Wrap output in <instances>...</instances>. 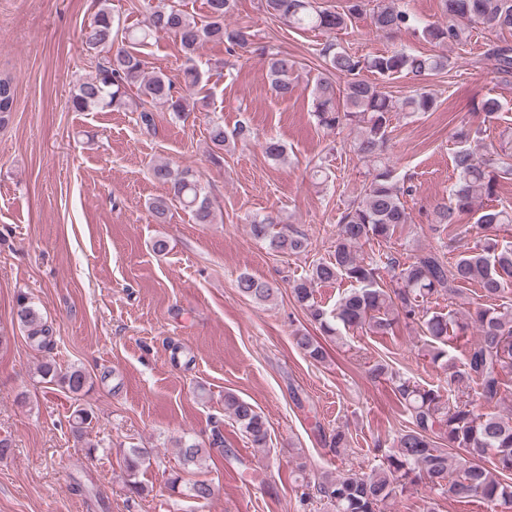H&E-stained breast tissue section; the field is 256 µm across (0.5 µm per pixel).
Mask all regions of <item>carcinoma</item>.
<instances>
[{"mask_svg": "<svg viewBox=\"0 0 512 512\" xmlns=\"http://www.w3.org/2000/svg\"><path fill=\"white\" fill-rule=\"evenodd\" d=\"M264 2L268 13L290 26L323 31L346 29L365 10V0H345L340 11L321 8L316 0ZM207 8L209 21L202 24L177 6L158 0L150 8L145 28L123 32L114 27L111 9L99 8L92 21L81 29L80 40L87 48H101L110 56L99 64L94 77L74 86L69 99L72 110L119 108L126 104L129 88L135 86L144 103L166 105L179 117L186 114L189 97L202 83V73L194 61L198 48L210 40L226 43L235 53L246 52L252 45L248 28L226 23L232 0H207ZM442 10L444 21L423 24L402 0H379L371 14L375 32L391 36L402 30L412 31L437 48L435 53L401 49L361 57L333 43L320 50L325 69L315 79L312 90L314 116L323 128L345 125L357 129L349 149L367 167V178L360 198L340 216L329 258L313 263L308 276L292 284L293 297L324 336H338L343 329L386 336L401 319L420 322L428 338L426 356L448 373L450 392L445 396L437 389L401 377L384 360L373 364L370 378L393 386L411 421L397 436L393 450L371 471L350 469L306 486L301 494L303 503L316 501L330 512H382L390 499L420 483L427 492L426 512H436L438 501L447 498L475 499L496 508L512 506V482L505 479L512 475V419L490 409L492 403L502 399L503 376L512 373V304L501 302L512 293V247L487 236L480 245L459 253L451 262L432 250L416 254L407 262L392 253L366 261L356 252L363 243H391L397 231L410 222L403 201L409 189L400 182L386 157L392 118L399 112H430L435 107L434 97L424 88L399 102L380 83L365 78L363 72L383 80L405 76L423 81L448 67V46L467 41L473 27L512 31V0H442ZM151 31L169 33L179 41L186 57L180 84L163 74L146 73L143 61L134 52ZM488 56L498 71H512V46L495 45L488 50ZM297 66L291 55L268 54V80L283 100L294 95ZM335 72L346 77L344 84H336ZM13 102L12 84L0 80V119L12 111ZM471 135L472 129L466 125L455 131L459 144L453 156L456 181L448 200L435 205L432 223L457 224L462 217L471 216L484 230L508 231L512 229V211L484 208L480 201L496 195L499 178L512 175V156L506 154L498 162L476 157L468 147ZM153 176L169 185L168 195L149 204L155 218H165L176 201L192 213L195 223H214L213 203L192 170L175 173L167 165L158 164L153 167ZM277 223L271 214L255 218L249 224V232L274 251H306L303 232L288 225L278 229ZM385 274L394 287H383ZM339 279L350 282L351 288L335 307L326 309L315 300L314 286ZM471 283L479 285L481 297L488 303L469 311V322L458 321L451 311L431 312L423 307L425 301L439 296L448 297L451 304L461 297L462 287ZM236 287L241 295L258 302L270 300L276 292L272 283L246 274L239 276ZM17 317L31 346L41 351L50 345L52 328L24 295L18 297ZM470 323L476 328L477 337L467 346L464 362L458 365L452 361L448 347L457 332H465ZM294 340L310 359H325L323 347L312 337L297 333ZM39 373L77 398L89 384L86 371H64L51 359L40 364ZM472 383L479 389V406L452 395ZM224 410L251 447H267V422L251 403L227 394ZM91 418L92 412L76 405L70 422L76 439H82ZM222 446L224 441L216 428L209 448L220 452ZM207 449L188 440L179 448L180 465L185 469L197 466ZM489 452L493 459L491 470L482 462ZM147 455L144 448L123 451L126 488L131 495L141 497L148 492L138 479Z\"/></svg>", "mask_w": 512, "mask_h": 512, "instance_id": "cac0c4a2", "label": "carcinoma"}]
</instances>
